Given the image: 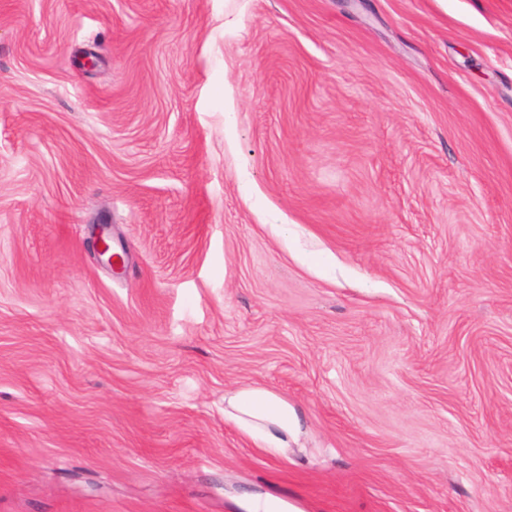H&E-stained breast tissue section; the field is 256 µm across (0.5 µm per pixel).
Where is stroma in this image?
<instances>
[{
  "mask_svg": "<svg viewBox=\"0 0 512 512\" xmlns=\"http://www.w3.org/2000/svg\"><path fill=\"white\" fill-rule=\"evenodd\" d=\"M251 498L512 512V0H0V512ZM109 224H98L93 232L95 250L98 256L110 267H115L121 262V256L112 253V235L108 232ZM303 411L278 393L259 385L224 394V417L260 448L285 454L302 433Z\"/></svg>",
  "mask_w": 512,
  "mask_h": 512,
  "instance_id": "stroma-1",
  "label": "stroma"
}]
</instances>
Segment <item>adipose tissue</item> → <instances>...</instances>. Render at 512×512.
<instances>
[{
    "instance_id": "ef3b65f1",
    "label": "adipose tissue",
    "mask_w": 512,
    "mask_h": 512,
    "mask_svg": "<svg viewBox=\"0 0 512 512\" xmlns=\"http://www.w3.org/2000/svg\"><path fill=\"white\" fill-rule=\"evenodd\" d=\"M303 411L287 398L259 385L236 389L224 396V417L259 447L286 453L302 432Z\"/></svg>"
}]
</instances>
